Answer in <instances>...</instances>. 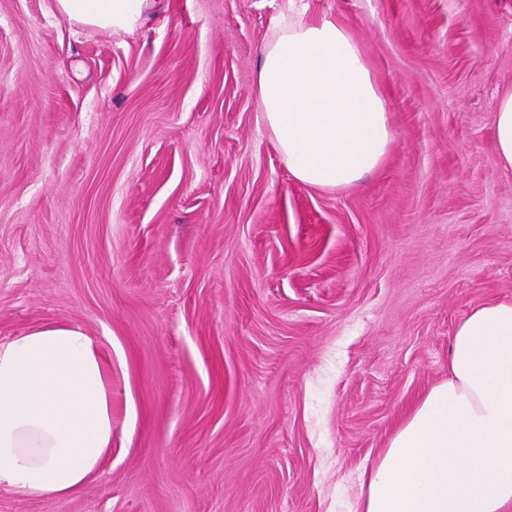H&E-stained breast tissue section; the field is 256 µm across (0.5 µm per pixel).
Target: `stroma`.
Wrapping results in <instances>:
<instances>
[{
  "label": "stroma",
  "mask_w": 512,
  "mask_h": 512,
  "mask_svg": "<svg viewBox=\"0 0 512 512\" xmlns=\"http://www.w3.org/2000/svg\"><path fill=\"white\" fill-rule=\"evenodd\" d=\"M308 2L391 117L333 190L259 120L285 0H156L116 33L0 0V340L73 324L112 355L102 466L0 512H352L457 324L512 299V0ZM492 131L498 160L504 169L512 171V88L499 98Z\"/></svg>",
  "instance_id": "1"
}]
</instances>
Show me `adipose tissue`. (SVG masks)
<instances>
[{
  "instance_id": "1",
  "label": "adipose tissue",
  "mask_w": 512,
  "mask_h": 512,
  "mask_svg": "<svg viewBox=\"0 0 512 512\" xmlns=\"http://www.w3.org/2000/svg\"><path fill=\"white\" fill-rule=\"evenodd\" d=\"M152 0H55L69 21L129 32ZM257 94L292 177L335 189L380 168L389 114L370 68L335 18L286 0L259 51ZM512 171V89L493 115ZM112 446V357L69 325L0 341V486L17 498L72 496ZM355 512H512V300L456 327L448 377L433 386L363 471Z\"/></svg>"
}]
</instances>
